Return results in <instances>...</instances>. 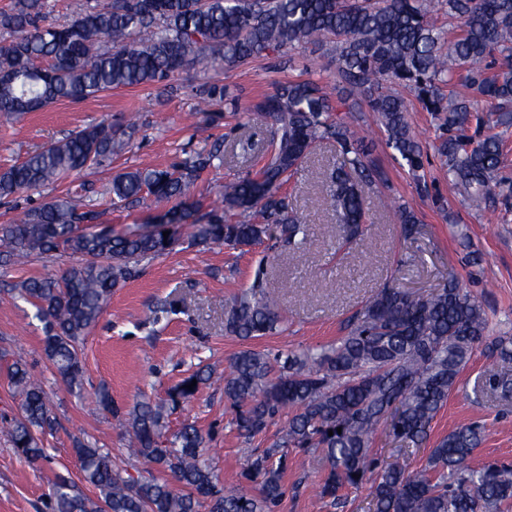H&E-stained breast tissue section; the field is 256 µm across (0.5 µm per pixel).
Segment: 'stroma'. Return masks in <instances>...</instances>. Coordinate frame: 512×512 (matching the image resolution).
Segmentation results:
<instances>
[{
  "label": "stroma",
  "mask_w": 512,
  "mask_h": 512,
  "mask_svg": "<svg viewBox=\"0 0 512 512\" xmlns=\"http://www.w3.org/2000/svg\"><path fill=\"white\" fill-rule=\"evenodd\" d=\"M309 78L335 84L336 54L331 47L270 52L218 71L197 67L180 73L169 89L123 88L10 119L0 115V170L89 124L108 119L118 126L130 115L138 117L130 145L98 168L30 195L0 199V224L70 192L83 196L98 212L101 227L139 232L154 224L167 205L146 194L133 202L112 204L113 175L124 169L168 168L196 151L215 148L224 164L202 175L195 198L201 212L221 209L219 191L225 181L254 176L273 139L270 124L253 119L249 105L275 83ZM214 81L224 87L223 103L209 112L194 111L197 89ZM331 104L338 118L361 130L369 158L382 174L366 192L369 223L362 239L343 242L331 211L312 203L336 167L335 144L323 142L282 188L306 227L296 253L281 257L273 240L246 250L206 245L193 238L190 225H182L173 250L141 262L136 276L113 291L83 344L82 393L72 392L45 360L44 329L35 307L8 297L25 279L62 273L73 256L34 255L0 266V424L20 414L21 397L9 371L17 361L27 363L41 382L56 417L54 430L43 438L47 461L28 463L0 436V512H49L48 495L58 478L81 482L73 451L77 438L110 451L127 474L143 473L147 465L130 456L124 429L128 412L142 399L162 406L168 432H176L184 421L195 423L209 441V463L221 488L242 484L252 449L277 441L284 418L274 419L265 432L248 439L233 425L222 388L199 385L189 402L174 406L168 396L173 386L201 368L223 373L230 358L246 345L275 353L334 344L349 334L384 285L423 298L452 277L482 303L488 338L474 349L455 390L433 420L428 442L409 447L407 464L413 470L424 468L433 442L460 425L478 424L485 434L473 453V465L512 466V388L493 383L497 376L512 379V361H502L493 345L494 338L512 337V201L493 211L471 206L434 156L425 166L431 195L420 197L406 168L387 147L374 113L364 105L349 110L336 98ZM393 200L418 213L421 222L412 235H404L394 222L389 208ZM261 264L267 269L269 289L279 293L286 330L245 345L225 334L224 304L251 285ZM102 385L112 395L108 412L95 401ZM324 469L318 452L289 449L284 472L288 492L274 512H319L312 505L313 493Z\"/></svg>",
  "instance_id": "1"
}]
</instances>
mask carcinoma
<instances>
[{"mask_svg": "<svg viewBox=\"0 0 512 512\" xmlns=\"http://www.w3.org/2000/svg\"><path fill=\"white\" fill-rule=\"evenodd\" d=\"M455 26L443 33L430 0H94L62 24L47 22L49 0H11L0 11V31L13 39L0 45V114L35 112L60 101L80 102L96 94L163 84L203 65L244 64L268 52H292L309 44H336L342 93L366 102L386 144L415 177L420 194L431 185L420 176L427 147L413 132L407 104L397 92L414 94L437 121L432 150L448 166V180L465 199L488 209L498 196L512 195L499 177L505 144L493 132L512 125V0H445ZM500 55L504 66L479 65ZM466 84L483 98L478 106L461 97ZM332 93L305 79L278 84L250 111L274 127L275 137L253 177L224 184L221 203L237 217L195 216L193 189L220 155L198 151L175 168L132 169L112 178L113 200L126 202L148 191L157 200H180L155 228L114 235L96 229L97 214L66 193L0 224L8 250L0 262L64 250L76 257L60 277L29 278L15 286L44 324L43 354L56 373L80 392L85 381L81 345L98 323L112 291L134 277L138 264L163 254L177 241L178 227L191 223L201 243L252 247L263 240L288 244L306 229L292 214L282 186L324 139L336 142V169L320 206L333 209L343 235L356 240L367 220L365 188L375 182L363 138L331 116ZM224 99L213 83L197 97V112ZM475 125L477 137L459 134ZM135 124L102 121L44 146L0 171V198L34 192L96 166L129 144ZM404 234L421 223L405 205L396 210ZM169 232L163 237V232ZM258 268L251 288L236 296L224 330L249 341L277 330L276 299L264 289ZM488 318L477 298L452 279L427 299L396 286L381 289L365 306L349 335L320 350L274 357L240 350L224 375V400L235 412L237 430L261 434L291 409L285 433L250 459L245 476L260 494L218 488L206 454L208 441L192 423L163 445L162 408L137 403L128 418L134 453L154 471L134 478L112 463V454L82 440L74 453L91 498L60 479L49 494L52 512H274L286 492V449H313L327 471L319 498L336 505L339 492L369 484L371 512H512V467L471 465L481 428L462 425L431 449L425 467L399 464L377 470L371 438L385 426L394 439L419 445L455 390L475 345L486 336ZM211 373L198 370L172 387V404L187 402ZM11 379L21 394L20 416L7 428L8 442L30 463L47 458L41 435L55 418L42 387L27 365L16 362Z\"/></svg>", "mask_w": 512, "mask_h": 512, "instance_id": "cac0c4a2", "label": "carcinoma"}]
</instances>
